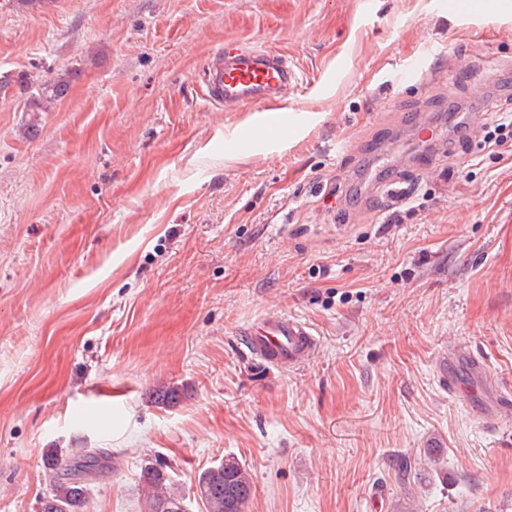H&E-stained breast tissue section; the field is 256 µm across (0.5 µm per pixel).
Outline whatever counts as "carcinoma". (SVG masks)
I'll return each instance as SVG.
<instances>
[{
	"label": "carcinoma",
	"instance_id": "obj_1",
	"mask_svg": "<svg viewBox=\"0 0 512 512\" xmlns=\"http://www.w3.org/2000/svg\"><path fill=\"white\" fill-rule=\"evenodd\" d=\"M68 89V81L59 78L42 88V92L31 94L27 111L42 112L45 103L61 98ZM100 454L88 451L77 458L62 459L54 455L47 460L56 464V471L86 474L100 467ZM140 483L146 496L147 512H168L184 503L183 497L167 485L165 472L156 468L153 472L141 471ZM253 492V478L245 465L233 457L224 460V466L208 468L198 477L196 499L200 500L204 512H247ZM45 501L50 506L42 512H84L86 499H77L71 482L54 477L53 488Z\"/></svg>",
	"mask_w": 512,
	"mask_h": 512
}]
</instances>
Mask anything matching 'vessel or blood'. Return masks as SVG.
Returning a JSON list of instances; mask_svg holds the SVG:
<instances>
[{"label":"vessel or blood","mask_w":512,"mask_h":512,"mask_svg":"<svg viewBox=\"0 0 512 512\" xmlns=\"http://www.w3.org/2000/svg\"><path fill=\"white\" fill-rule=\"evenodd\" d=\"M203 83L209 101L230 109L275 112L288 88L295 85L296 75L276 52L229 42L211 58ZM242 334L255 356L282 368L306 363L319 345L308 323L277 311L246 325Z\"/></svg>","instance_id":"vessel-or-blood-1"}]
</instances>
